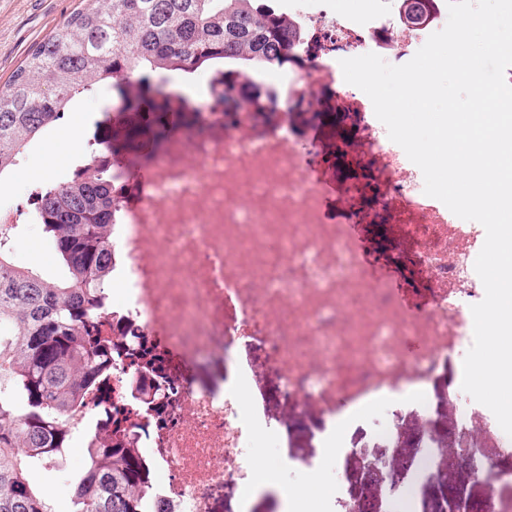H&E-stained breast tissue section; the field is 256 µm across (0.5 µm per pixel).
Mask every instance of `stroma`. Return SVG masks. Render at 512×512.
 <instances>
[{
  "label": "stroma",
  "mask_w": 512,
  "mask_h": 512,
  "mask_svg": "<svg viewBox=\"0 0 512 512\" xmlns=\"http://www.w3.org/2000/svg\"><path fill=\"white\" fill-rule=\"evenodd\" d=\"M79 0H0V84L5 83L12 72L23 62L28 52L42 41L66 15L74 10ZM70 118H63L49 128L25 154V163L15 168L0 188L1 203H23L30 189L39 184H58L69 176L67 163L56 164L44 180L32 179L33 170L41 167L50 152L70 154L69 138L64 132L71 128ZM13 262L21 267L35 270L45 277L63 281L68 276L66 266L59 261L53 241L44 233L38 220H29L22 225L19 241L12 250ZM462 375L456 357H449L448 368L437 379L441 401L439 418L431 424L416 414H407L403 423L404 433H419L421 437L443 434L452 426L455 407L448 401L450 390L460 387ZM387 419L386 413L368 415L353 423L337 422L336 431L345 447L335 455H325L320 441L323 436L324 416L321 412L307 415L300 423L289 426L280 437H273L264 427H257L256 439L261 451L262 473L257 483L274 480L286 482L294 487L309 480L308 464L318 466L323 482H330L334 473H341L349 492L360 488L361 472L356 458L346 456L345 448L361 449L368 458L379 460L382 470H395L397 480L408 478L409 463L417 451L415 448L382 447L371 434L378 423ZM67 472L57 469H34L31 482L50 498L53 512H73L74 481L87 466L85 442L82 436H74L66 450ZM296 460V467H288V460ZM465 484L470 495L489 500L497 495L491 482L465 479L458 471L440 467L432 468L422 475L417 483L414 512H435L437 499L457 484Z\"/></svg>",
  "instance_id": "stroma-1"
}]
</instances>
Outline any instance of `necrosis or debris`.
Returning a JSON list of instances; mask_svg holds the SVG:
<instances>
[{
    "label": "necrosis or debris",
    "mask_w": 512,
    "mask_h": 512,
    "mask_svg": "<svg viewBox=\"0 0 512 512\" xmlns=\"http://www.w3.org/2000/svg\"><path fill=\"white\" fill-rule=\"evenodd\" d=\"M350 0H291L300 37L280 84L279 109L331 112L348 137L325 138L318 122H234L224 116V70L156 74V104L171 125L131 150L95 160L112 172V259L121 299L97 326L112 342V375L86 393L67 430L95 427L101 444L136 449L167 512H213L215 499L248 485L257 426L279 431L314 409L335 421L411 397L434 409L429 388L449 356L473 342L471 307L485 296L473 259L483 227L424 193V178L388 137L370 98L345 87L340 62L369 52L399 65L411 56L446 0H427L425 21L379 10L358 14ZM195 113L193 123L179 119ZM362 171L325 206L321 183L336 177L329 157ZM350 224H384L412 267V310L360 258ZM277 373L287 415H260L242 399L241 348ZM223 386L200 381L214 358ZM146 380L145 402L131 396ZM456 426H479L484 445L458 444L448 465L473 470L498 496L470 499L469 512H512V437L463 391L452 393Z\"/></svg>",
    "instance_id": "4bbe7bcc"
}]
</instances>
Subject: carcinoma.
I'll list each match as a JSON object with an SVG mask.
<instances>
[{"label":"carcinoma","mask_w":512,"mask_h":512,"mask_svg":"<svg viewBox=\"0 0 512 512\" xmlns=\"http://www.w3.org/2000/svg\"><path fill=\"white\" fill-rule=\"evenodd\" d=\"M297 27L271 0H80L0 87V178L64 117L74 99L116 79L147 84L159 69L224 62V112L258 117L274 97L255 73L288 61ZM162 135L165 112H129L106 137L131 146L145 121ZM85 179L42 188L39 220L68 269L63 282L18 268L0 241V512H52L28 477L69 447L68 411L112 373L110 342L91 334L107 256L112 252V180L101 168ZM75 512H161L145 507L150 487L132 449L87 450Z\"/></svg>","instance_id":"cac0c4a2"}]
</instances>
